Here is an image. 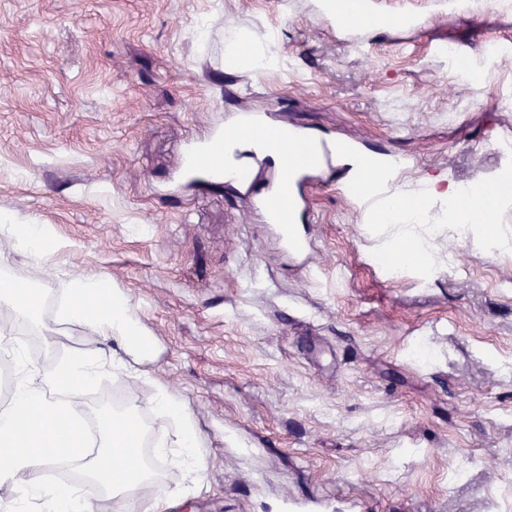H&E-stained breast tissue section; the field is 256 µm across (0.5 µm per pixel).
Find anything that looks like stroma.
I'll list each match as a JSON object with an SVG mask.
<instances>
[{
    "label": "stroma",
    "mask_w": 512,
    "mask_h": 512,
    "mask_svg": "<svg viewBox=\"0 0 512 512\" xmlns=\"http://www.w3.org/2000/svg\"><path fill=\"white\" fill-rule=\"evenodd\" d=\"M419 28L338 26L319 0H0V225L45 224L36 265L0 234V278L40 289L33 324L0 308L32 367L113 343L56 317L59 278L97 277L151 337L140 377L104 365L73 402L148 396L195 417L198 475L167 464L126 512H512V12L414 0ZM274 55L230 66L227 30ZM470 66L457 77L444 46ZM239 112L319 141L410 155L396 192L497 188L494 229L458 234L431 202L432 257L387 260L395 231L317 177L310 247L283 249L246 193L186 157Z\"/></svg>",
    "instance_id": "obj_1"
}]
</instances>
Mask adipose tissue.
<instances>
[{"label":"adipose tissue","instance_id":"ef3b65f1","mask_svg":"<svg viewBox=\"0 0 512 512\" xmlns=\"http://www.w3.org/2000/svg\"><path fill=\"white\" fill-rule=\"evenodd\" d=\"M457 196L455 184L444 185L435 180L419 195H405L381 206V221L395 229L399 242L392 252L395 263L424 259L425 254L419 249L423 241L419 226L426 219L430 201H457L456 211L448 215L452 224L496 222L497 201L483 189L470 188L462 202ZM6 230L15 249L37 265L62 246L43 224H10ZM59 293L65 299L58 309L61 319L90 325L97 335L121 345V353L112 356L113 368L127 371L149 358L150 341L142 334L128 303L105 289L102 281L71 277L61 282ZM99 368L100 357L93 350L64 364L44 366L32 380L20 382L9 406L0 409V439L9 441L6 460L0 464V484L10 485L14 490L16 512H26L34 500L39 501L40 512H94L88 488L104 473L109 476L108 494L121 501L152 483L155 470L151 465L128 464L129 459H135L143 437L141 428L129 415L101 420L100 447L88 465L87 482L46 486L39 480L42 467L75 457L80 422L77 411L63 394L93 381ZM150 400L157 420L176 424L178 428L173 457L188 474H195L199 435L189 412L176 397L159 387L152 391Z\"/></svg>","mask_w":512,"mask_h":512}]
</instances>
